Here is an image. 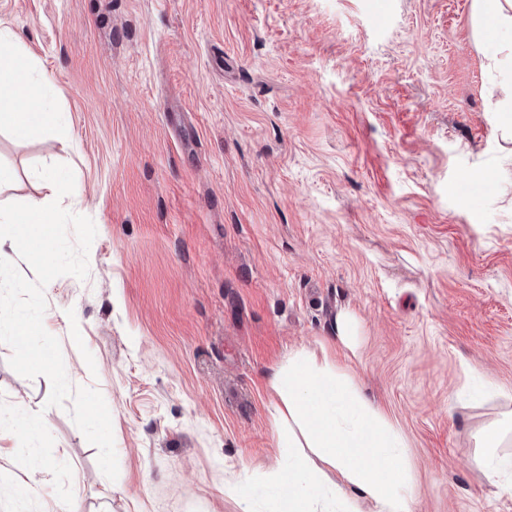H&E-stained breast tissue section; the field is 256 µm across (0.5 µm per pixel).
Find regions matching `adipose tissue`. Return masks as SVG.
<instances>
[{"label":"adipose tissue","mask_w":512,"mask_h":512,"mask_svg":"<svg viewBox=\"0 0 512 512\" xmlns=\"http://www.w3.org/2000/svg\"><path fill=\"white\" fill-rule=\"evenodd\" d=\"M472 28L485 46L486 70L501 78L495 104L502 116V139H512V0H472ZM35 59L8 29L0 28V127L18 140L56 135L66 122L57 108L51 82L34 78ZM57 213L38 199L0 212V271L16 261L28 263L50 279L56 251L49 232ZM280 398V421L305 432L309 453H293L272 487L280 512H317L326 486L322 469L336 472L372 512H411V488L405 478L403 441L386 416L334 372L315 366L306 353L288 359L272 383Z\"/></svg>","instance_id":"adipose-tissue-1"}]
</instances>
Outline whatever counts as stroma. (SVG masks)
<instances>
[{
  "instance_id": "1",
  "label": "stroma",
  "mask_w": 512,
  "mask_h": 512,
  "mask_svg": "<svg viewBox=\"0 0 512 512\" xmlns=\"http://www.w3.org/2000/svg\"><path fill=\"white\" fill-rule=\"evenodd\" d=\"M470 6L0 0L67 114L51 138L0 130L8 195L52 197L36 164L82 189L89 275L45 287L46 329L103 395L119 467L103 475L0 343V419L49 421L0 458L1 492L35 478L70 512H278L271 382L304 351L401 434L413 512H512L478 441L499 429L512 457V142Z\"/></svg>"
}]
</instances>
